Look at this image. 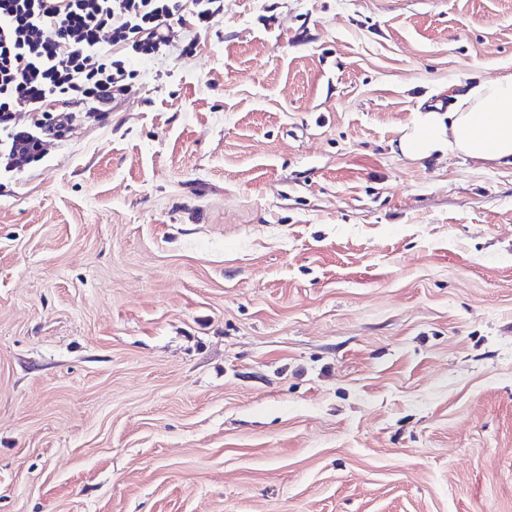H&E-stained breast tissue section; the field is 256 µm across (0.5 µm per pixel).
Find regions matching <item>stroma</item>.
<instances>
[{
  "label": "stroma",
  "instance_id": "stroma-1",
  "mask_svg": "<svg viewBox=\"0 0 512 512\" xmlns=\"http://www.w3.org/2000/svg\"><path fill=\"white\" fill-rule=\"evenodd\" d=\"M175 36L0 166V512H512V165L395 150L512 0Z\"/></svg>",
  "mask_w": 512,
  "mask_h": 512
}]
</instances>
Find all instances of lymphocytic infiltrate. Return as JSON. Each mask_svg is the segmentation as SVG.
Masks as SVG:
<instances>
[{
    "label": "lymphocytic infiltrate",
    "mask_w": 512,
    "mask_h": 512,
    "mask_svg": "<svg viewBox=\"0 0 512 512\" xmlns=\"http://www.w3.org/2000/svg\"><path fill=\"white\" fill-rule=\"evenodd\" d=\"M222 15L223 0H0V159L39 161L46 136L131 92V57L163 58L175 23L206 30ZM20 112L37 114L35 131L15 130Z\"/></svg>",
    "instance_id": "f902f5d3"
}]
</instances>
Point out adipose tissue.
Masks as SVG:
<instances>
[{"label": "adipose tissue", "instance_id": "1", "mask_svg": "<svg viewBox=\"0 0 512 512\" xmlns=\"http://www.w3.org/2000/svg\"><path fill=\"white\" fill-rule=\"evenodd\" d=\"M398 148L414 160L435 154L512 160V76L469 87L447 111H417Z\"/></svg>", "mask_w": 512, "mask_h": 512}]
</instances>
